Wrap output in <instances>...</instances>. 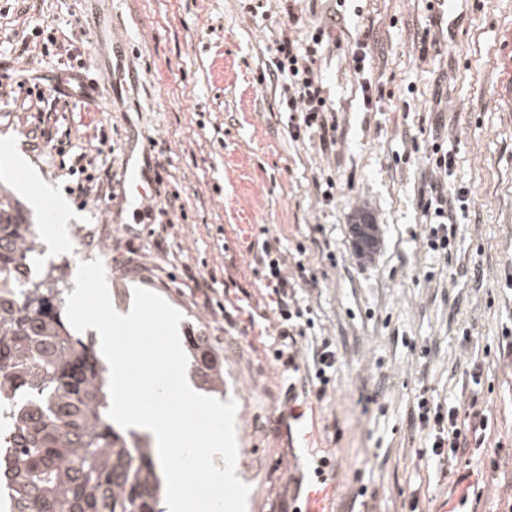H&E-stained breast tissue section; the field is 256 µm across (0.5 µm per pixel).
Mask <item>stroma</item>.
Instances as JSON below:
<instances>
[{
  "mask_svg": "<svg viewBox=\"0 0 512 512\" xmlns=\"http://www.w3.org/2000/svg\"><path fill=\"white\" fill-rule=\"evenodd\" d=\"M261 2L254 14L243 0H0V79L26 66L22 30L62 28L87 66L55 129L71 154L112 169L111 200L69 194L61 156L32 149L28 107L0 99V188L35 226V273L61 268L71 286L79 260L108 261L115 310L143 287L181 313V334L206 337L237 404L246 512H502L512 496V359L502 354L512 344V112L498 109L496 80L512 0H456L453 28L429 0H293L292 26L282 0ZM320 25L334 36L314 65L336 114L329 145L289 136L269 65L276 40L309 45ZM86 92L88 111L73 110ZM139 140L169 162L149 196H175L187 214L164 232L124 178ZM436 144L455 153L452 174L432 165ZM435 188L469 193L447 258L426 246L420 202ZM361 215L378 227L368 259L352 232ZM263 227L280 238L283 272L315 323L297 339L295 374L273 358L277 321L254 261ZM73 241L82 259L66 251ZM130 255L139 268L126 267ZM189 269L224 285L222 307L196 302ZM324 337L336 380L324 401L300 398L306 432H289L286 390ZM425 390L445 406L486 402L479 461L432 456L415 415ZM323 455L335 471L322 484Z\"/></svg>",
  "mask_w": 512,
  "mask_h": 512,
  "instance_id": "obj_1",
  "label": "stroma"
}]
</instances>
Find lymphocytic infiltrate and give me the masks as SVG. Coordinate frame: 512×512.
<instances>
[{"label": "lymphocytic infiltrate", "instance_id": "1", "mask_svg": "<svg viewBox=\"0 0 512 512\" xmlns=\"http://www.w3.org/2000/svg\"><path fill=\"white\" fill-rule=\"evenodd\" d=\"M325 36V29L320 27L311 36V47H300L296 41L285 38L276 42L272 50L275 72L284 80L282 89L288 112V133L294 139L312 131L327 143L332 141L336 130V117L329 112L322 81L314 70L315 54ZM72 170L79 175L74 187L77 196L84 200L107 199L112 173L99 169L96 157L79 154ZM467 196V191L460 189L451 198L437 193L423 201L425 215L434 218L426 238L431 251L444 255L450 250L455 227L446 221L448 210L452 202H466ZM256 263L263 270V286L278 320L279 347L275 359L283 371L298 372L294 347L298 336L304 333L301 320L305 312L288 292L278 238L263 241ZM417 409L422 428L432 437L431 452L437 459L458 455L471 445L479 448L484 444L489 418L478 397H471L465 405L446 408L423 395L417 402Z\"/></svg>", "mask_w": 512, "mask_h": 512}]
</instances>
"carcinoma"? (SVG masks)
Instances as JSON below:
<instances>
[{
  "mask_svg": "<svg viewBox=\"0 0 512 512\" xmlns=\"http://www.w3.org/2000/svg\"><path fill=\"white\" fill-rule=\"evenodd\" d=\"M35 239L0 191V405L14 404V446H0V483L16 512H160L161 479L146 437L108 418L109 367L95 337L66 317L65 282L27 271ZM201 385L224 392L223 365L185 337Z\"/></svg>",
  "mask_w": 512,
  "mask_h": 512,
  "instance_id": "1",
  "label": "carcinoma"
}]
</instances>
